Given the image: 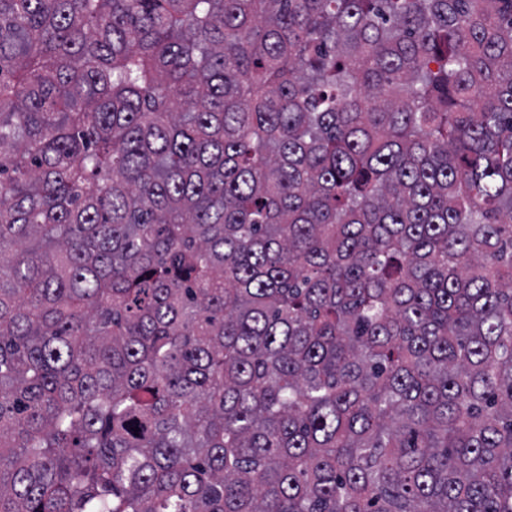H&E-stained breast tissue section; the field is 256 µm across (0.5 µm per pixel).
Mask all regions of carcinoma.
<instances>
[{
  "label": "carcinoma",
  "mask_w": 512,
  "mask_h": 512,
  "mask_svg": "<svg viewBox=\"0 0 512 512\" xmlns=\"http://www.w3.org/2000/svg\"><path fill=\"white\" fill-rule=\"evenodd\" d=\"M0 512H512V0H0Z\"/></svg>",
  "instance_id": "1"
}]
</instances>
